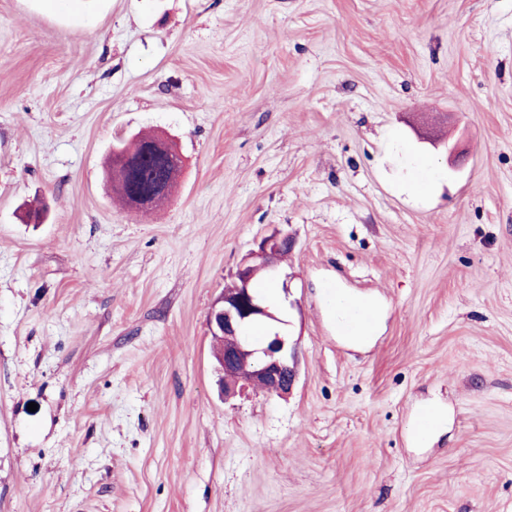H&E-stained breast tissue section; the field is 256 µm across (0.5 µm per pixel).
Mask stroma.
<instances>
[{"label": "stroma", "instance_id": "35a3bbf8", "mask_svg": "<svg viewBox=\"0 0 512 512\" xmlns=\"http://www.w3.org/2000/svg\"><path fill=\"white\" fill-rule=\"evenodd\" d=\"M277 230L297 382L226 401L208 317ZM0 512H512V0H0ZM153 139L151 135H141L131 141H120L112 149V154H122L135 161L133 167L124 166L122 171L112 168V175L109 174L114 188L127 206H131L135 191H148L155 184L165 183L171 193L176 184L179 174L177 166L152 154L149 147ZM345 300L343 306L350 309V320L341 322L336 326L337 336H352L354 333L369 332L376 318L373 304L367 297L354 295Z\"/></svg>", "mask_w": 512, "mask_h": 512}]
</instances>
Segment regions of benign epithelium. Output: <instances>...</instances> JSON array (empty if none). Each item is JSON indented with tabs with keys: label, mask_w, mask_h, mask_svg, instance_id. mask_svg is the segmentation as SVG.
I'll use <instances>...</instances> for the list:
<instances>
[{
	"label": "benign epithelium",
	"mask_w": 512,
	"mask_h": 512,
	"mask_svg": "<svg viewBox=\"0 0 512 512\" xmlns=\"http://www.w3.org/2000/svg\"><path fill=\"white\" fill-rule=\"evenodd\" d=\"M295 246L294 237L286 232L277 231L264 238L236 270L235 278L241 286L224 289L209 314L210 334L223 345L217 361L223 373L221 383L226 397L235 396L247 385L269 395L284 396L296 383L297 350L284 336L273 330L259 342L246 336V328L254 322L279 321L268 301L249 284L260 273L276 277L284 250ZM242 363L250 364L244 374L238 371Z\"/></svg>",
	"instance_id": "benign-epithelium-1"
}]
</instances>
